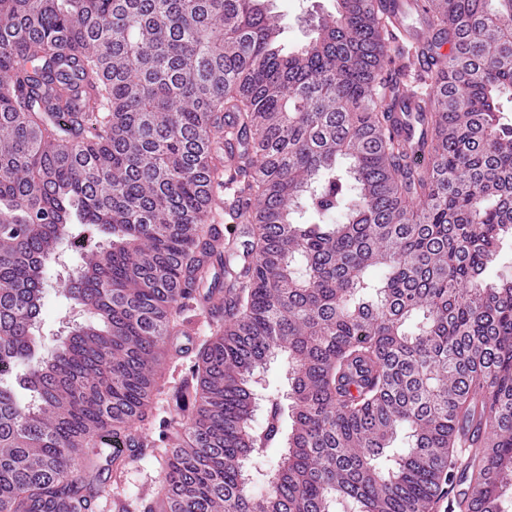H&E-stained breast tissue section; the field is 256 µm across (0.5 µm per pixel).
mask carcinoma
I'll return each instance as SVG.
<instances>
[{
  "label": "carcinoma",
  "instance_id": "obj_1",
  "mask_svg": "<svg viewBox=\"0 0 512 512\" xmlns=\"http://www.w3.org/2000/svg\"><path fill=\"white\" fill-rule=\"evenodd\" d=\"M270 2L0 0V512L109 492L86 449L133 441L201 288L224 315L146 512H431L446 486L448 512H501L512 279L485 273L512 236V0H413L433 40L409 44L388 0H336L295 52ZM408 72L425 167L390 122ZM77 226L81 320L44 354ZM274 358L289 392L258 427Z\"/></svg>",
  "mask_w": 512,
  "mask_h": 512
}]
</instances>
